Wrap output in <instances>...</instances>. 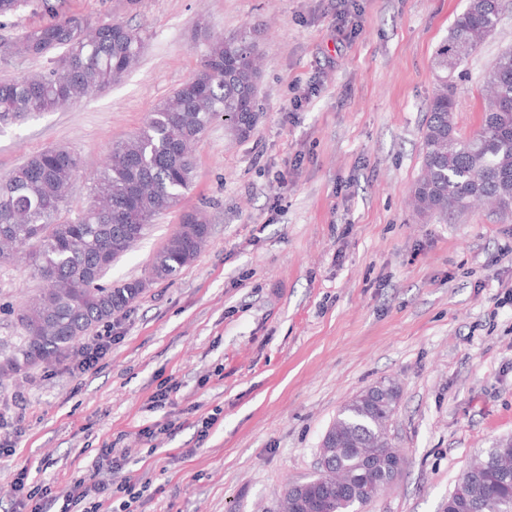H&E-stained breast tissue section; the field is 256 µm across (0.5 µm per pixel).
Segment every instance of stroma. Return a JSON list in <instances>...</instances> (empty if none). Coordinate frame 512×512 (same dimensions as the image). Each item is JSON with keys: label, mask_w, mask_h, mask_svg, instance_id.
I'll return each instance as SVG.
<instances>
[{"label": "stroma", "mask_w": 512, "mask_h": 512, "mask_svg": "<svg viewBox=\"0 0 512 512\" xmlns=\"http://www.w3.org/2000/svg\"><path fill=\"white\" fill-rule=\"evenodd\" d=\"M467 0H64L66 12L143 28L123 82L0 129V173L65 147L84 165L61 217L86 208L113 143L199 68L211 36L250 31L258 50V121L247 137L216 120L192 147L193 185L102 277L146 279L108 322L97 365L80 351L0 378V512L20 471L66 492L108 436L147 477L136 512H276L317 470L322 436L363 389L397 388L389 425L403 458L362 512H447L474 457L512 437V211L476 204L448 219L418 214L435 52ZM512 50V0L451 76L454 122L480 125L484 75ZM202 211L209 235L194 261L149 280L181 216ZM26 260L0 265V338L42 288ZM170 380L161 407L152 398ZM24 398L17 416L13 398ZM216 416L211 429L202 421ZM171 426L155 440L147 426Z\"/></svg>", "instance_id": "obj_1"}]
</instances>
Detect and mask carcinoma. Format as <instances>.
<instances>
[{
    "mask_svg": "<svg viewBox=\"0 0 512 512\" xmlns=\"http://www.w3.org/2000/svg\"><path fill=\"white\" fill-rule=\"evenodd\" d=\"M52 21L26 29L20 50L47 57V72L0 81V127L62 108L120 83L139 62L145 33L124 22L84 15L58 17L62 0H38ZM501 0H469L448 38L436 50L443 75L428 107L423 170L413 190L420 214L445 218L474 203L490 201L512 210V51H504L485 75L487 98L474 138L458 135L456 97L448 72L462 65L492 33ZM256 44L247 31L208 40L200 69L152 112L136 134L118 142L97 174L92 201L81 222L57 216L82 168L65 148L41 151L0 177V263L25 252L35 273L46 269L47 288L18 314L22 333L0 356V377L62 357L77 339L107 322L143 292L134 279L115 287L96 280L100 251L125 253L139 237L132 226L177 204L190 190L195 164L190 145L218 116L238 131L255 111ZM209 225L186 213L176 233L155 255L151 278L177 275L197 256ZM384 413L347 404L336 425L355 441L378 438ZM378 475L357 455L336 457V480L325 491L329 512H360L378 493ZM363 485L352 499L344 484ZM512 504V441L482 451L448 496V512H503Z\"/></svg>",
    "mask_w": 512,
    "mask_h": 512,
    "instance_id": "1",
    "label": "carcinoma"
}]
</instances>
